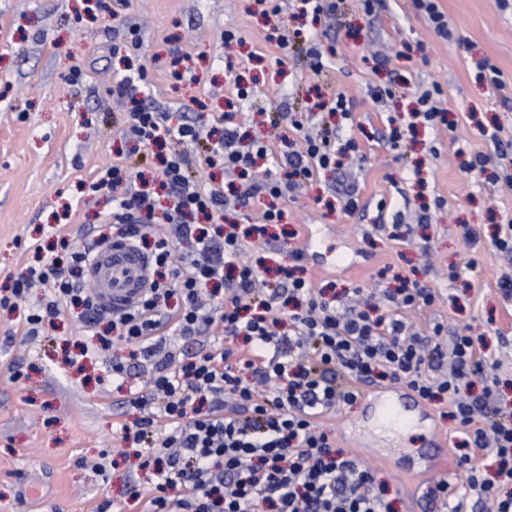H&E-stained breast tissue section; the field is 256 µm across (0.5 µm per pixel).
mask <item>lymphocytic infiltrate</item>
<instances>
[{
	"instance_id": "f902f5d3",
	"label": "lymphocytic infiltrate",
	"mask_w": 512,
	"mask_h": 512,
	"mask_svg": "<svg viewBox=\"0 0 512 512\" xmlns=\"http://www.w3.org/2000/svg\"><path fill=\"white\" fill-rule=\"evenodd\" d=\"M166 120V113L135 103L124 134L146 146L163 145L167 133L183 144L196 142V117L171 130ZM312 120L309 114L292 115L301 143L280 157L261 144L251 153L237 150L241 125L236 113H224L223 134L204 162L223 165L225 184L190 182V160L183 153L158 156L161 185L176 198L175 207L161 214L150 191L135 188L123 162H113L92 183V191L117 192L112 219L122 237L142 243L162 221L193 241L194 259L172 269L168 282L162 271L170 269L172 242L157 236L151 252L154 278L133 310L111 315L96 306L79 282L89 253L70 250L64 237L59 240L64 256L29 267L10 293L0 296V309L14 310L30 288L47 285L52 296L29 311L28 334H37L63 307L76 305L90 314L88 330L108 321L110 331L135 342L144 359L162 356L155 377L161 404L141 419L137 432L140 454L158 476L146 500L149 512H170L175 505L183 512H257L262 505L274 512H388L385 489L373 471L337 446L320 422L331 410L356 402L362 388L385 382L404 385L424 401L443 402L440 415L453 423V453L465 480L459 485L436 481L429 502L446 512H471L477 503L483 512H512V413L501 411L494 393L501 358L478 350L469 331L447 338L443 323L426 333L407 320L406 311L437 304L434 288L404 277L395 290H384L379 305L362 307L346 297L326 299L314 291L311 277L291 267L283 269L282 279L294 309L279 304L275 292L255 299L266 280L258 267L240 264L243 242L221 216L228 198L243 204L269 197L261 223L251 227L264 235L267 225L282 218L275 202L284 192L303 188L317 171L358 154L356 138L337 140L335 130L305 134ZM258 156L269 163L260 179L254 176ZM194 211L206 213L209 230L192 234L184 218ZM228 268L235 270L234 278H225ZM217 280L224 283V299L212 314L203 310L199 296ZM174 296L181 307L172 315L166 305ZM204 325L216 327L227 346L174 365L168 331L189 337ZM240 337L245 347L236 346ZM244 368L261 377L264 389L242 381ZM199 395L209 398L208 410L188 416L187 403ZM479 417L487 418L488 426H476Z\"/></svg>"
}]
</instances>
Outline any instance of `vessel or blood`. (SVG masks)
I'll return each instance as SVG.
<instances>
[{
  "label": "vessel or blood",
  "instance_id": "vessel-or-blood-1",
  "mask_svg": "<svg viewBox=\"0 0 512 512\" xmlns=\"http://www.w3.org/2000/svg\"><path fill=\"white\" fill-rule=\"evenodd\" d=\"M150 268V258L127 239L115 238L99 248L88 265L98 305L115 313L132 308L150 286ZM376 403L382 420L403 427L408 426L414 416L424 413L419 398L410 391L399 390L394 396L378 397ZM447 446V439L430 438L427 448L419 453L427 470L448 472Z\"/></svg>",
  "mask_w": 512,
  "mask_h": 512
}]
</instances>
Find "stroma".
I'll return each mask as SVG.
<instances>
[{"label": "stroma", "mask_w": 512, "mask_h": 512, "mask_svg": "<svg viewBox=\"0 0 512 512\" xmlns=\"http://www.w3.org/2000/svg\"><path fill=\"white\" fill-rule=\"evenodd\" d=\"M452 23L445 40L411 0H383L368 16L351 0L342 28L313 24L296 0H284L276 15H263L253 0H128L118 16L85 11L86 0H0V295L26 273L34 246L54 257L56 235L77 243L109 236L105 215L117 203L110 190L91 191L113 158L130 166L134 179L159 189V209L173 199L159 186L154 149L125 138L129 105L112 98V87L136 78V99L167 115L169 127L184 120V108L200 101L206 122L223 113L229 91L224 78V32L232 30L235 65L249 85L238 106L250 139L277 153L293 150L295 133L279 123L289 108L309 111L319 76L311 73L309 43L277 65L280 51L272 28L315 31L336 48L332 80L351 98V118L320 113L339 138L355 137L363 157L353 169L319 174L283 199L282 223L265 240L246 242L245 256L270 269L293 265L307 230L318 233V253L303 258L313 285L388 288L393 275L427 282L441 294L437 307L417 322H443L448 331L471 327L492 349L512 341V298L497 290L512 258L492 244L493 227L512 223V194L494 191L497 174L512 172V154L479 179L464 170L474 154L489 149L485 133L499 129L512 140V0H438ZM190 55L192 76L175 81L173 56ZM485 58L500 72L491 84L474 67ZM439 83L456 132L417 127L408 131L419 94ZM398 84L396 97L374 90ZM407 129L398 146L391 128ZM355 181L359 207L348 210L339 192ZM428 222H419L421 213ZM476 232L469 248L465 235ZM345 255L343 271L323 272L331 253ZM476 268L452 284L448 269L467 257ZM19 315L0 311V512H139L131 486L149 492L154 470L143 467L123 426L154 412L149 401L150 362L135 345L113 343L83 357V320L63 309L37 335L26 333ZM122 364L124 374L112 371ZM146 396L145 407L130 404ZM327 424L338 446L355 453L386 486L393 512H433L414 496L408 472L430 433H446L440 418L391 428L373 404L358 400L332 412Z\"/></svg>", "instance_id": "35a3bbf8"}]
</instances>
